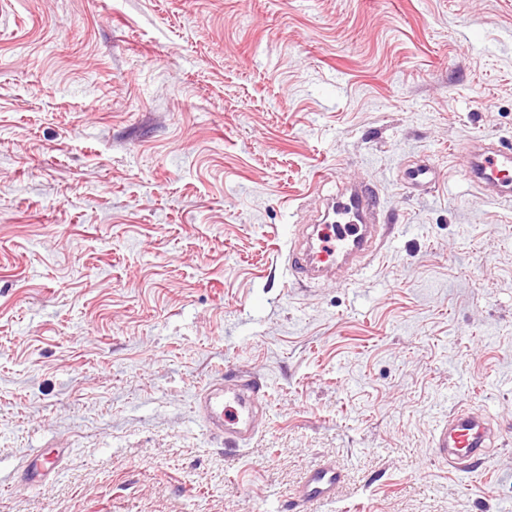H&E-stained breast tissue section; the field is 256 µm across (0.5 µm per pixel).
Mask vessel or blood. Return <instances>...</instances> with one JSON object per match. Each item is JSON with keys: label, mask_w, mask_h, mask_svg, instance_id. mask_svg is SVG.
<instances>
[{"label": "vessel or blood", "mask_w": 512, "mask_h": 512, "mask_svg": "<svg viewBox=\"0 0 512 512\" xmlns=\"http://www.w3.org/2000/svg\"><path fill=\"white\" fill-rule=\"evenodd\" d=\"M461 164L478 190L512 194V150L493 149L473 141L465 147ZM378 209L370 183H351L340 193L334 211L343 224L325 221L313 225L306 238H292L288 263L292 270L317 279L333 280L337 268L366 254L379 251L380 231L374 221ZM199 419L212 433L236 444H246L257 432V418L267 408L265 387L256 377L227 373L200 389L195 397ZM493 430L488 418L462 406L450 413L435 434L438 457L455 469H468L472 461L484 459ZM341 481L340 472L324 464L306 473L292 512H308L319 502L332 498Z\"/></svg>", "instance_id": "1"}]
</instances>
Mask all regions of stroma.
Returning a JSON list of instances; mask_svg holds the SVG:
<instances>
[{
  "instance_id": "stroma-1",
  "label": "stroma",
  "mask_w": 512,
  "mask_h": 512,
  "mask_svg": "<svg viewBox=\"0 0 512 512\" xmlns=\"http://www.w3.org/2000/svg\"><path fill=\"white\" fill-rule=\"evenodd\" d=\"M477 137L512 148V0H0V512H282L327 460L310 512H512V196L463 173ZM362 178L379 256L301 282L288 225ZM227 371L267 386L239 447L194 405ZM462 401L501 434L459 471ZM341 482L340 472L329 464H323L306 473L299 490L298 503L292 512H307L315 503L327 501L335 495Z\"/></svg>"
}]
</instances>
